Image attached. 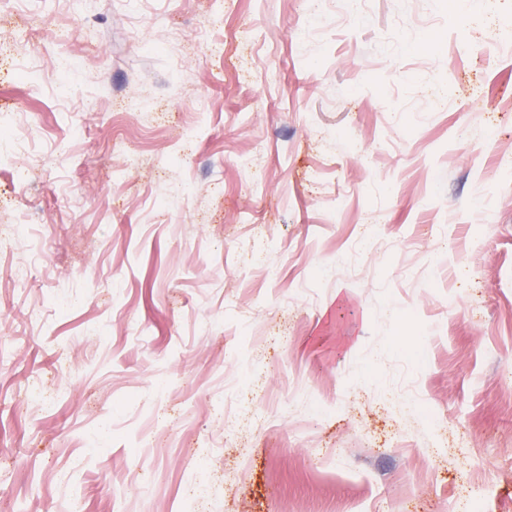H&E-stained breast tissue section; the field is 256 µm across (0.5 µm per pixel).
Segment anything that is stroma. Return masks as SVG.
Wrapping results in <instances>:
<instances>
[{
    "label": "stroma",
    "instance_id": "35a3bbf8",
    "mask_svg": "<svg viewBox=\"0 0 512 512\" xmlns=\"http://www.w3.org/2000/svg\"><path fill=\"white\" fill-rule=\"evenodd\" d=\"M473 2L0 0L9 512H512V0ZM0 127L1 129H6V133L8 134L7 138H9L12 142L11 150L7 153H4L2 149H0V160L9 159L12 157V149L15 144L25 142L32 138V124L29 122H21L12 120L10 124L5 128L2 124L0 118Z\"/></svg>",
    "mask_w": 512,
    "mask_h": 512
}]
</instances>
